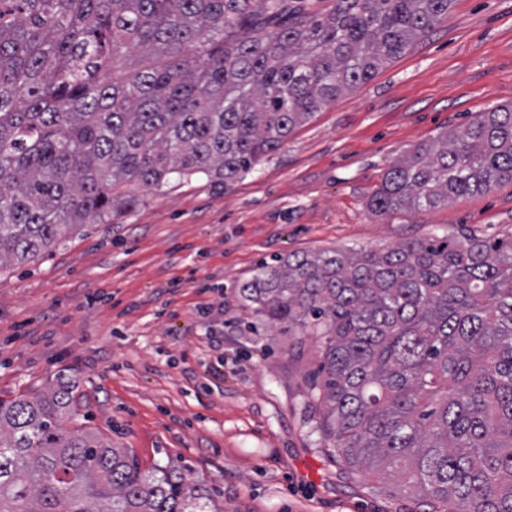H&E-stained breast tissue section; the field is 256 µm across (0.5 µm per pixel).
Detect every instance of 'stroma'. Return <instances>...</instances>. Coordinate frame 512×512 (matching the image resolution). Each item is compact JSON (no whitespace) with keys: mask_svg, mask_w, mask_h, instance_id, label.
<instances>
[{"mask_svg":"<svg viewBox=\"0 0 512 512\" xmlns=\"http://www.w3.org/2000/svg\"><path fill=\"white\" fill-rule=\"evenodd\" d=\"M512 104V0H454L400 57L345 90L243 178L141 189L135 212L0 267V397L65 383L67 428L180 462L224 512H415L350 471L315 430L313 337L259 327L239 285L273 258L383 250L431 236H512V183L377 215L384 172L478 113Z\"/></svg>","mask_w":512,"mask_h":512,"instance_id":"obj_1","label":"stroma"}]
</instances>
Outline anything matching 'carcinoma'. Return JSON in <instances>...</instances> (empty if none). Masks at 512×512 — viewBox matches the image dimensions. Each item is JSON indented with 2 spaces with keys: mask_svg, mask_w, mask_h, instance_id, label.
I'll list each match as a JSON object with an SVG mask.
<instances>
[{
  "mask_svg": "<svg viewBox=\"0 0 512 512\" xmlns=\"http://www.w3.org/2000/svg\"><path fill=\"white\" fill-rule=\"evenodd\" d=\"M453 0H0V265L110 224L139 188L226 183L367 81ZM134 58L133 70L107 76ZM512 182V105L393 163L378 215ZM319 339L317 429L353 471H399L423 512H512V238L290 253L239 287ZM72 389L0 400V512H224L168 462L64 427Z\"/></svg>",
  "mask_w": 512,
  "mask_h": 512,
  "instance_id": "cac0c4a2",
  "label": "carcinoma"
}]
</instances>
